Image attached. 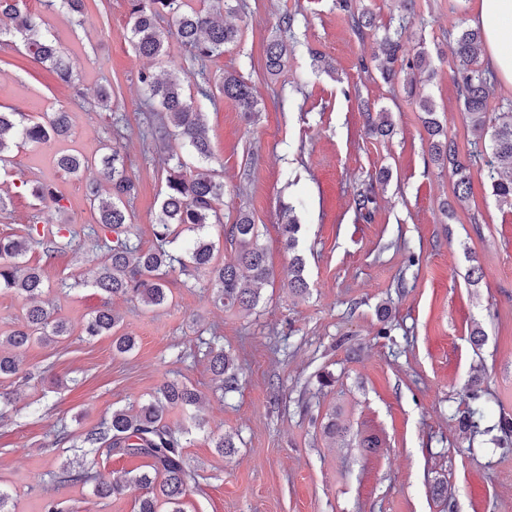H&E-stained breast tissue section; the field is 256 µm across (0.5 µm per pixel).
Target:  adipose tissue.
Masks as SVG:
<instances>
[{"mask_svg":"<svg viewBox=\"0 0 512 512\" xmlns=\"http://www.w3.org/2000/svg\"><path fill=\"white\" fill-rule=\"evenodd\" d=\"M472 23L485 35L488 68L512 85V0H478Z\"/></svg>","mask_w":512,"mask_h":512,"instance_id":"adipose-tissue-1","label":"adipose tissue"}]
</instances>
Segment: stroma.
<instances>
[{"label":"stroma","instance_id":"1","mask_svg":"<svg viewBox=\"0 0 512 512\" xmlns=\"http://www.w3.org/2000/svg\"><path fill=\"white\" fill-rule=\"evenodd\" d=\"M241 2L224 20L242 38L223 55L202 68L180 46L171 53L186 85H212L230 73L258 102L249 123L222 95L195 99L220 163L224 220L241 209L253 214L272 269L255 309L215 305L206 280L187 287L174 270L173 301L163 309L111 301L136 340L130 354H113L111 337L81 333L106 300L89 283L105 253L87 200L97 169L64 174L54 144L28 146L1 165V236L22 234L38 214L21 182L53 184L63 197L58 220L66 229L55 252L35 247L24 262L42 270L46 302L71 327L60 342L23 352L29 378L0 384L13 398L0 409V486L11 507L44 512L51 499L65 512H136L141 486L101 498L92 484L55 482L74 456L56 438L63 429H91L176 379L204 396L199 407L166 416L174 431L188 432L198 473L185 512H512V440L495 431L471 436L462 423L475 385L487 424L512 414V206L496 200L482 170L456 202L450 173L428 151L422 113L374 62L385 30H400L404 58L427 51L436 75L424 91L449 136L468 149L473 134L452 78L449 35L471 26L477 0H414L408 11L400 0H356L378 29L363 38L336 0ZM288 13L287 32L279 21ZM48 20L79 62L75 87L0 44V106L34 116L66 110V146L90 159L120 146L137 188L129 202L134 230L143 247L153 246L167 152L157 105L138 74L164 73L170 61L136 54L127 0H85L79 17ZM273 38L288 45V65L276 75L259 65ZM104 87L112 90L108 112L96 106ZM382 110L393 127L386 137L366 124L367 114ZM368 187L377 204L364 219L353 198ZM285 204L301 226L303 296L288 289L278 230ZM476 265L482 277L472 284ZM477 327L485 332L479 346L471 338ZM215 337L239 366L238 388L226 395L206 354ZM331 419L342 436L324 434ZM216 433L233 436L234 455L217 454ZM367 435L378 438L377 453L360 448ZM442 483L444 498L436 494Z\"/></svg>","mask_w":512,"mask_h":512}]
</instances>
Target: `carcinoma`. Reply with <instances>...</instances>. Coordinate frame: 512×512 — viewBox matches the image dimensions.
<instances>
[{
    "label": "carcinoma",
    "mask_w": 512,
    "mask_h": 512,
    "mask_svg": "<svg viewBox=\"0 0 512 512\" xmlns=\"http://www.w3.org/2000/svg\"><path fill=\"white\" fill-rule=\"evenodd\" d=\"M26 0H0V37L18 36L25 53L36 63L51 68L58 80L68 86L75 84L78 63L67 55L55 36L45 27L42 17L26 10ZM46 11H66L75 16L81 13L83 0H43ZM130 15V43L136 53L147 58L170 57L171 42L187 50L196 60H205L224 53V47L237 42L240 31L213 18L210 9L197 8L191 0H128ZM353 31L364 37L376 30L373 16L354 8L351 0H339ZM454 55L458 66L453 79L457 84L462 111L466 114L474 139L467 153H461L457 141L448 136L436 118L432 97L417 90L416 74L431 80L435 73L432 58L426 51L407 60L409 70L403 84L408 97L416 99L424 112V124L434 161L448 169L454 179V193L465 199L471 184V167L486 152L493 158L512 166V104L489 118V98L495 79L481 63L484 37L479 29L463 28L452 36ZM381 55L376 69L381 78L392 81L400 57L401 43L397 35L385 32L380 39ZM288 59V45L273 39L264 47L267 72H280ZM138 81L146 87L150 97L161 107L160 120L165 131L174 137L184 152H174L165 172L162 201L154 224L156 244L145 248L133 232L127 203L134 197L136 185L125 168V160L117 148H112L99 159V166L110 183L104 192L95 184L87 199L96 223L112 235L106 244L107 256L91 270L90 284L108 298L95 309L85 322L82 332L94 338L112 336V348L119 354L133 351L135 337L120 333L121 316L110 307L109 299L128 297L150 310L166 307L172 301L167 275L178 268L182 274L195 278L206 275L212 285L214 302L226 309L250 310L259 303L256 284L271 277L266 253L258 243L254 217L240 211L233 222L224 223V182L216 178L215 170L207 167L213 154L204 113L194 107L185 95L183 84L172 78L161 79L152 72L143 71ZM224 97L236 102L243 117L250 121L256 112L257 101L251 87L233 75H226L218 85ZM71 134L70 114L63 109L51 113L44 121L26 119L17 112L0 111V161L4 154L30 144L51 140L63 141ZM56 167L78 175L88 167L86 158L76 152L55 155ZM487 177L492 194L499 202L512 205V169L503 174L489 166ZM30 194L42 203L40 215L21 236H0V288L9 290L28 301L23 321L8 332L0 334V380L24 373L22 353L34 343L50 344L61 336L70 335L67 323L53 310L41 304L46 293V281L37 267L23 266V258L33 244L45 252L52 251L55 233L50 226L47 211L63 209L62 197L47 183H35ZM375 197L369 191L356 194V212L363 217L371 215ZM218 226L223 235L235 243L236 260L220 263L216 245L204 236L195 238L185 254L176 255L166 249L184 231ZM301 225L293 216L279 225L284 249L291 260L292 277L289 290L296 295L308 291L303 276V259L296 254ZM209 365L220 388L225 392L237 389L239 368L218 339L208 343ZM465 426L474 433L498 430L512 436V417L503 414L497 423L484 426L485 412L478 391L468 395ZM201 393L178 380L164 382L150 399L135 409L115 408L97 427L78 436L62 430L58 443L73 448H107L110 453L148 459L145 469L131 480L148 488L137 512H185L183 498L194 479L185 448L187 440L165 422L171 408L196 406ZM95 480L94 493L99 497L122 494L125 484L118 479L92 477L83 466L64 465L59 480L81 482Z\"/></svg>",
    "instance_id": "carcinoma-1"
}]
</instances>
